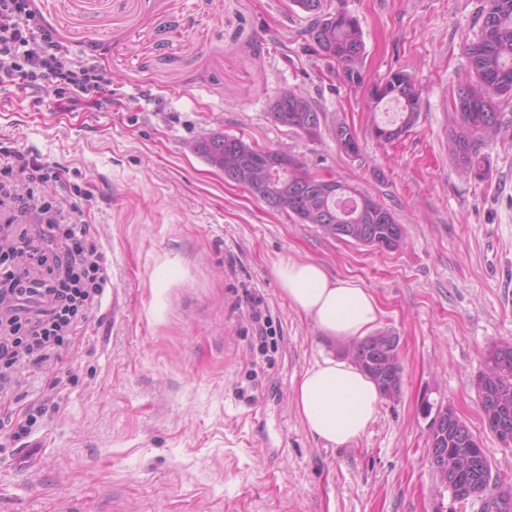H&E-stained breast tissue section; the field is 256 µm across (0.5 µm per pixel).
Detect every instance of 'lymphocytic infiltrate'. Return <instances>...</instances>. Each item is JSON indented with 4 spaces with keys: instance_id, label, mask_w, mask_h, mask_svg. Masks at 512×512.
Instances as JSON below:
<instances>
[{
    "instance_id": "1",
    "label": "lymphocytic infiltrate",
    "mask_w": 512,
    "mask_h": 512,
    "mask_svg": "<svg viewBox=\"0 0 512 512\" xmlns=\"http://www.w3.org/2000/svg\"><path fill=\"white\" fill-rule=\"evenodd\" d=\"M105 81L101 66L38 24L32 0H0V90L49 87L60 110L78 112L93 107ZM62 176L37 154L0 144V408L31 371L60 359L111 285L84 190L71 188L63 203L42 191Z\"/></svg>"
}]
</instances>
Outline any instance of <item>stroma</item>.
I'll return each mask as SVG.
<instances>
[{
    "instance_id": "stroma-1",
    "label": "stroma",
    "mask_w": 512,
    "mask_h": 512,
    "mask_svg": "<svg viewBox=\"0 0 512 512\" xmlns=\"http://www.w3.org/2000/svg\"><path fill=\"white\" fill-rule=\"evenodd\" d=\"M326 3L360 22L365 86L329 73L292 0H34L39 24L105 68L103 106L64 112L48 92L0 90V139L87 190L112 286L10 405L47 413L31 446L0 452V512H483L512 487V450L475 390L487 350L512 344V103L483 150L484 179L448 155L449 100L484 0ZM397 69L421 110L383 143L373 125L398 107L372 106L368 87ZM284 87L322 112L317 141L272 121ZM339 123L358 158L339 150ZM209 132L371 195L404 225V246L339 241L270 209L196 152ZM288 257L368 288L377 329L400 338V394L341 446L306 431L293 405L298 377L333 347L282 295L272 267ZM427 401L451 405L484 448L497 477L484 499L441 486Z\"/></svg>"
}]
</instances>
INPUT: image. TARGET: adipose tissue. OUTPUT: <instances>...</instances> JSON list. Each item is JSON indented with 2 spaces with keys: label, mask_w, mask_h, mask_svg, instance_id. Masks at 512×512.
Here are the masks:
<instances>
[{
  "label": "adipose tissue",
  "mask_w": 512,
  "mask_h": 512,
  "mask_svg": "<svg viewBox=\"0 0 512 512\" xmlns=\"http://www.w3.org/2000/svg\"><path fill=\"white\" fill-rule=\"evenodd\" d=\"M273 274L290 306L329 341L354 343L378 320L380 308L368 289L329 277L318 263L282 259L274 264ZM380 401L375 382L351 360L333 354L306 369L293 392L305 428L335 445L360 437L374 421Z\"/></svg>",
  "instance_id": "ef3b65f1"
}]
</instances>
